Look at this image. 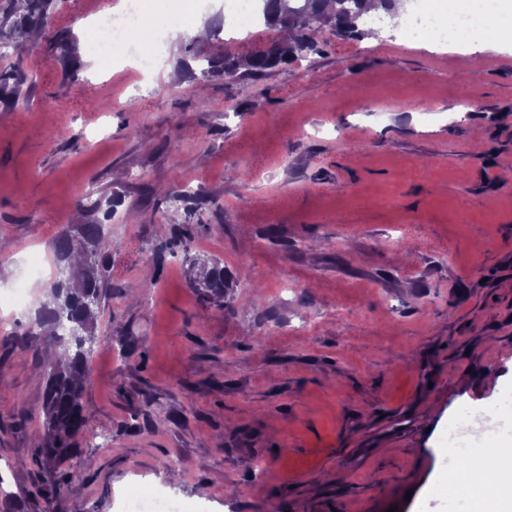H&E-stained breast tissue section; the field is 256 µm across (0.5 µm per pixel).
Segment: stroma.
I'll use <instances>...</instances> for the list:
<instances>
[{
    "label": "stroma",
    "mask_w": 512,
    "mask_h": 512,
    "mask_svg": "<svg viewBox=\"0 0 512 512\" xmlns=\"http://www.w3.org/2000/svg\"><path fill=\"white\" fill-rule=\"evenodd\" d=\"M223 12L207 0L206 40L163 43L181 79L162 92L109 83L77 0L53 4L76 81L50 36L30 40L33 81L0 112V264L103 218L123 246L106 256L93 421L51 470L37 460L48 342L0 305L12 490L25 512H121L155 485L194 512H471L441 483L440 439L460 406L512 389V53L465 71L400 35L326 32L304 65L202 86L198 55L242 57L269 35L219 28ZM188 181L204 202L192 249L252 273L224 310L180 259L153 266L187 206L150 189ZM53 470L66 481L47 503ZM54 41L61 53V61L66 73V79L74 78L80 68V63L71 48L72 37L64 32L57 33L54 35Z\"/></svg>",
    "instance_id": "1"
}]
</instances>
